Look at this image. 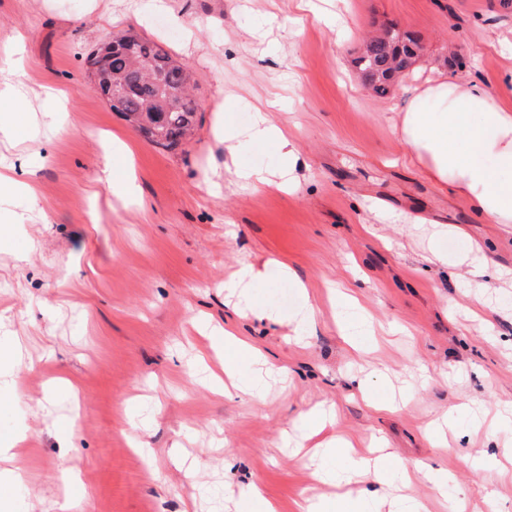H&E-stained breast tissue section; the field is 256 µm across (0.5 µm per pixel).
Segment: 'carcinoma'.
<instances>
[{"instance_id": "1", "label": "carcinoma", "mask_w": 512, "mask_h": 512, "mask_svg": "<svg viewBox=\"0 0 512 512\" xmlns=\"http://www.w3.org/2000/svg\"><path fill=\"white\" fill-rule=\"evenodd\" d=\"M421 50L416 36L391 26L365 41L355 64L373 95L385 98ZM86 64L112 110L149 142L174 148L193 134L197 106L190 93L191 67L156 42L129 30L90 53Z\"/></svg>"}]
</instances>
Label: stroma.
Instances as JSON below:
<instances>
[{"label": "stroma", "instance_id": "obj_1", "mask_svg": "<svg viewBox=\"0 0 512 512\" xmlns=\"http://www.w3.org/2000/svg\"><path fill=\"white\" fill-rule=\"evenodd\" d=\"M0 0V44L24 52L0 82L18 85L28 114L17 135L39 152L27 168L0 143V164L32 179L37 202L0 201V221L24 217L0 247V325L32 340L15 366L17 397L0 411V435L28 426L18 447L24 477L10 512H28L29 490L53 498L66 476L84 512H225V488L260 483L278 512H297L312 483L309 459L276 449L298 438L303 415L334 405L336 433L384 438L399 462L445 469L447 494L422 481L429 512H512V464L474 474L471 463L512 430L473 429L461 414L449 447L428 427L458 406L512 402V224H488L466 196L440 191L409 165L395 126L432 67L492 83L512 67L490 44L512 26L503 0ZM390 23L417 32L422 56L384 99L359 79L365 39ZM134 29L188 63L196 83L194 137L174 149L137 133L91 85L87 54ZM277 94L273 120L299 150L289 192L243 190L225 170L213 134L216 104L248 127L257 98ZM134 175L143 207L112 197V180ZM453 226L434 235L435 223ZM478 247L489 271L464 281L456 265ZM444 263H437L436 255ZM277 260L306 284L319 308L306 340L287 325L243 316L224 280L243 264ZM371 316L368 353L338 325L343 295ZM477 294L493 305L478 310ZM258 303L296 314L301 299L277 270L254 288ZM223 326L262 350L278 374L257 406L245 392L215 394L191 371ZM376 391L411 389L404 405L369 406L353 376ZM147 405L144 450L132 448L126 401ZM73 428V447L59 432ZM182 439L202 474L166 455Z\"/></svg>", "mask_w": 512, "mask_h": 512}]
</instances>
